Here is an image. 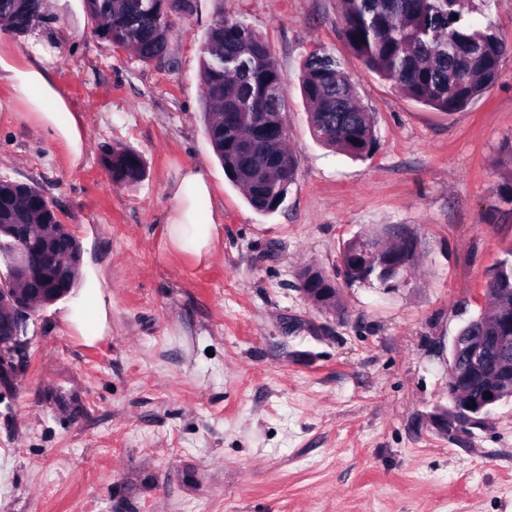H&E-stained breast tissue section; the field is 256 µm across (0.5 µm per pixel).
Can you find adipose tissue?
Instances as JSON below:
<instances>
[{
    "mask_svg": "<svg viewBox=\"0 0 512 512\" xmlns=\"http://www.w3.org/2000/svg\"><path fill=\"white\" fill-rule=\"evenodd\" d=\"M0 82L20 95L28 115L54 141L64 144L71 161L81 158L86 137L84 117L73 111L41 59L14 65L0 58ZM61 112L68 113L67 123H58ZM212 192L206 170L194 165L183 169L169 188L173 206L166 218L165 242L171 250L199 262L208 261L221 240L219 217L201 213L198 208L199 201L210 198Z\"/></svg>",
    "mask_w": 512,
    "mask_h": 512,
    "instance_id": "obj_1",
    "label": "adipose tissue"
}]
</instances>
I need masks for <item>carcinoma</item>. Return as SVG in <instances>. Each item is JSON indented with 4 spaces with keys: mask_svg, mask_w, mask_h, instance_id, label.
<instances>
[{
    "mask_svg": "<svg viewBox=\"0 0 512 512\" xmlns=\"http://www.w3.org/2000/svg\"><path fill=\"white\" fill-rule=\"evenodd\" d=\"M340 35L372 73L391 82L410 99L441 112L470 104L498 77L508 45L492 25L480 27L470 17L473 0H339ZM96 35L133 50L144 64L165 62L174 20L165 0H85ZM48 20L43 0H0V31L23 35ZM236 61L231 71L216 65L217 55ZM207 132L228 180L238 186L250 207L276 212L285 202L298 169L287 138L254 133L255 118L273 126L284 118L286 78L267 44L242 22L220 16L203 41L201 70ZM300 90L311 130L321 144L355 159L372 154L377 136L372 116L358 100L356 87L340 63L325 53L305 59ZM101 163L112 182L133 186L146 176L143 157L132 149L102 148ZM56 214L42 190L0 176V225L29 224L34 236ZM390 228L357 235L345 243L344 266L354 271L350 283L394 278L376 268L377 252L394 253L401 242L387 243ZM80 246L71 236L57 242L55 255L77 286ZM488 287L491 309L464 322L459 333H478L506 303L512 310V246L497 263Z\"/></svg>",
    "mask_w": 512,
    "mask_h": 512,
    "instance_id": "obj_1",
    "label": "carcinoma"
}]
</instances>
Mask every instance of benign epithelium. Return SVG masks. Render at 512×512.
I'll return each mask as SVG.
<instances>
[{
  "mask_svg": "<svg viewBox=\"0 0 512 512\" xmlns=\"http://www.w3.org/2000/svg\"><path fill=\"white\" fill-rule=\"evenodd\" d=\"M391 235L405 243L408 254L417 253L419 240L406 226H393ZM3 236L9 238L8 272H0V296L12 304L10 313L0 318V381L6 387L29 359V327L35 315L30 308L31 297L45 296L52 304L71 295L72 289L53 286L51 238H33L26 224H1L0 238ZM511 346L512 336L455 337L448 356V403L458 404L461 389L482 375L491 360L495 361L496 384L512 385ZM430 421L438 432L456 439L472 428L488 426L490 418L476 422L468 417L463 405L459 419L451 424L444 407L437 408Z\"/></svg>",
  "mask_w": 512,
  "mask_h": 512,
  "instance_id": "obj_1",
  "label": "benign epithelium"
}]
</instances>
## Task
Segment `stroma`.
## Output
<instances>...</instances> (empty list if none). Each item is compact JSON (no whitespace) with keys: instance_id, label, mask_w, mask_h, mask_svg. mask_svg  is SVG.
Instances as JSON below:
<instances>
[{"instance_id":"stroma-1","label":"stroma","mask_w":512,"mask_h":512,"mask_svg":"<svg viewBox=\"0 0 512 512\" xmlns=\"http://www.w3.org/2000/svg\"><path fill=\"white\" fill-rule=\"evenodd\" d=\"M47 25L0 33L18 64L41 46L87 126L83 159L0 84V175L38 184L99 267L109 330L95 343L38 309L30 360L0 400V512H512V400L464 442L430 422L448 404V347L486 305L512 246V54L455 112L368 72L339 35L338 0H197L165 64L98 39L81 0H47ZM248 24L285 75L298 159L280 209L254 211L208 140L201 45L218 16ZM321 51L373 112L378 144L352 159L311 134L299 78ZM146 161L112 183L101 145ZM222 217L206 264L167 249L168 185L189 165ZM389 224L420 240L398 287L342 285L339 314L297 288L308 265L339 271L344 244Z\"/></svg>"}]
</instances>
